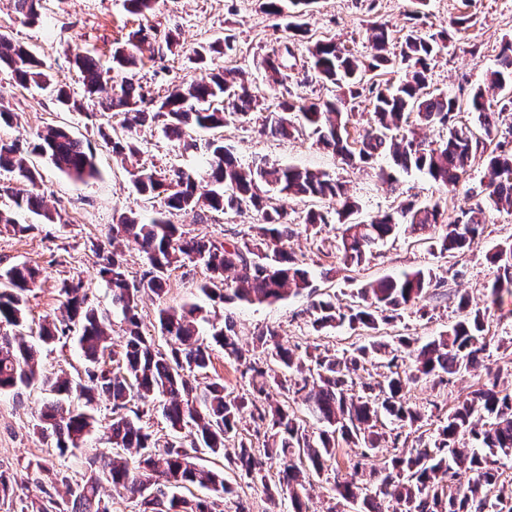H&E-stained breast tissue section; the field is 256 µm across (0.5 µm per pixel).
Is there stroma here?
I'll list each match as a JSON object with an SVG mask.
<instances>
[{
  "instance_id": "stroma-1",
  "label": "stroma",
  "mask_w": 512,
  "mask_h": 512,
  "mask_svg": "<svg viewBox=\"0 0 512 512\" xmlns=\"http://www.w3.org/2000/svg\"><path fill=\"white\" fill-rule=\"evenodd\" d=\"M461 16L467 19L466 28L454 34L432 61L429 88L463 99L482 85L483 74L493 66L502 43L512 39V0H376L372 5L367 0H316L302 19L307 35L297 42L295 58L306 61L310 47L331 40L366 59L371 52L368 34L373 24H387L398 38L411 27L422 35L436 32ZM142 23L161 31L177 32L179 47L162 55L143 51L137 68L126 73L114 70L113 49ZM284 24V18L262 9L261 0H157L153 11L144 18L126 11L123 0H49L42 22L31 26L15 14L11 0H0V32L30 48L52 82L65 83L78 103L74 109L61 108L51 90L21 87L8 70H0V102L9 104L14 114L12 125L0 126V138L16 143L19 156L38 170V191L46 208L55 215L49 221L20 210L15 218L23 224V231L0 225V271L23 262L42 271L41 281L28 294L30 319L59 317V288L62 282L72 279L83 281L93 306L111 310V292L98 274L93 244L114 242L129 277L139 278L143 271L140 253L125 238L111 240V227L120 214L133 211L145 215L164 207L162 199L146 200L137 195L129 173L113 155L111 143L97 135V127L119 126L121 118L102 114L98 97L85 94L73 65L74 53L91 52L107 70L109 84L116 85L130 77L153 95L163 96L177 84L205 77L208 68L192 62L193 49L230 34L235 40V52L228 57L213 55L209 68L242 70L261 100L271 104L281 89L265 73L261 61L270 42L283 36ZM263 119V112L256 110L209 132L192 131L191 137L199 143L212 137L222 139L245 167L262 160L274 165L306 167L340 178L358 203V217L362 220L392 211L403 203L421 206L436 200L449 218L467 206V190L479 189L484 180L485 160L480 156L472 158L463 183L447 188L419 172L395 169L387 157L350 168L331 151L318 146L309 133L287 139L260 134ZM48 125L66 127L89 143L96 155L98 177L73 181L33 152L35 131ZM138 140L142 162L157 170L173 166L197 171L202 168L199 151L168 139L160 128L142 129ZM386 172L393 174V182L383 180ZM171 220L189 237L207 234L220 238L235 232L248 240L254 236L262 217L252 209L240 213L212 212L204 220L196 213L178 211ZM338 234L337 225L322 224L315 232H300L287 242L289 251L310 271L319 292L329 294L337 305H349L353 292L367 282L410 269H433L444 282V298L426 300L424 312L411 309L400 320L380 325L374 333L379 341L393 346L398 337L410 336L426 343L448 331L460 318L458 298L466 294L473 305L487 312L486 334L493 343V366L512 367V296L492 304L490 286L497 268L486 259L488 250L494 246L512 243V209L487 210L483 236L470 250L456 257H441L431 241L418 240L402 229L395 238L379 244L364 265L347 267L321 250L322 243L336 241ZM203 276L202 267L186 264L172 271L164 296H146L141 300L138 314L142 328L153 336L158 347L166 345L157 325L158 309L178 308L187 303L198 304L207 313V322L199 326L204 338L209 337L213 327L223 326L225 314H232L246 349L252 346L253 332L266 325L276 327L284 342L300 356L314 349L340 354L368 343L372 334L346 328L315 331L309 312L311 300L304 295L272 305L213 302L197 290ZM480 378V373L463 372L442 386L423 380L410 385L406 398L423 413V428L432 434L458 397L475 389ZM42 403L43 396L36 389L18 395L0 394V468L17 472L21 482L15 495L27 501L42 498L50 487L45 476L26 470L28 462L46 458L51 444L37 427ZM358 454V448L341 445L336 470L314 478L308 490L309 512H326L333 505L334 475L350 472Z\"/></svg>"
}]
</instances>
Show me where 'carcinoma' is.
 Wrapping results in <instances>:
<instances>
[{"mask_svg": "<svg viewBox=\"0 0 512 512\" xmlns=\"http://www.w3.org/2000/svg\"><path fill=\"white\" fill-rule=\"evenodd\" d=\"M42 2L13 0V5L26 22L36 23L42 17ZM290 3L295 11L287 14L288 35L264 59L273 81L284 88L291 79L288 70L293 68L288 63L294 56L290 37L303 31L298 18L313 0ZM450 37L446 28L427 37L410 30L396 51L386 25L375 24L367 63L345 53L333 41L315 43L304 80L328 82L339 94L318 101L283 96L266 108L268 116L261 132L288 138L307 129L318 145L331 150L347 166L368 164L384 155L402 170L417 171L440 185L459 184L471 158L479 154L486 161L483 197L460 209L452 220L443 221L440 206L434 203L410 204L352 223L348 217L357 205L342 181L295 166L260 163L245 169L221 140L212 139L204 169L212 188L203 195L196 193L197 173L193 171L172 167L161 173L132 166L136 192L148 198L164 196L167 208L149 219L134 212L122 214L112 225L113 234L131 238L142 253L145 269L138 279H129L117 250L100 244L94 249L99 275L112 292V310L122 315L120 350L111 344L109 316L89 304L82 281L62 283L60 320L35 325L29 321L26 302L40 270L23 263L0 272V393L18 395L36 386L54 396L43 403L38 428L53 438L48 454L63 461L94 438L99 426L95 405L97 398L104 396L110 403L107 429L115 448L109 455L84 456L78 477L67 468H50L39 459L29 462L27 468L45 474L53 486L62 485L64 493L47 491L37 501L21 499L18 512H112V502L100 494L105 484L137 502L138 512H216L218 502L234 492L233 482L224 472L198 464L193 452L202 447L225 457V442L236 436L237 448L229 458L232 472L240 479L260 482L272 503L288 496L293 512H307L301 499L305 482L321 476L336 461L342 441L361 448L360 460L353 473L334 485V492L342 501L360 506L359 512H382L386 500L395 504L394 512H512V487L505 486L494 468L496 458L512 457V391L501 386L498 372L487 374L476 389L448 410L433 439L416 437L409 450L392 454L382 468L374 470L376 488H368L358 477L377 457L382 444L388 442L393 449L406 446L401 441L403 430L416 429L422 422L421 412L404 398L410 384L430 379L446 385L451 376L471 372L490 357L486 312L470 307L469 298L460 297L461 318L438 338L421 346L414 339H401L402 349L387 362L384 381L376 384L357 383L358 371L370 354L386 349L384 344L363 345L340 356L324 351L301 358L280 340L275 327L254 332L253 350L271 357L286 372L302 374L299 381L285 375L275 385L285 397L290 393L300 397L310 414L324 424L316 434L289 412L288 405L271 401L266 371L239 348L231 315L224 316V326L214 329L211 341L206 342L199 336V322L205 320L201 307L185 304L178 310L159 309V330L169 339L168 350L163 352L144 334L137 313L139 297L145 293L162 296L171 271L187 261L209 273L198 289L212 301L253 305L277 303L291 295L311 297V325L316 331L337 326L376 330L418 306L430 289L441 284L431 269L419 268L363 286L344 308L318 297L309 271L286 248L295 227L267 192L340 202L336 209L309 210L304 224L342 225L335 251L346 266H361L374 247L391 238L403 224L433 237L441 256L454 257L468 249L483 232L486 210L512 208V149L499 140V120L512 112V41H504L495 65L486 72L487 84L499 91V98L485 101L479 87L467 103V110L477 116L471 126L457 121L462 111L457 98L427 90L430 62ZM145 45L159 53L171 52L179 40L170 31L161 33L141 25L115 49L113 63L123 69L135 67ZM233 48V36L227 35L195 50L194 63H204L209 53H228ZM74 64L85 91L98 93L105 72L96 58L81 51L75 54ZM0 67L8 69L21 85L50 82L34 52L2 33ZM387 67L403 72L398 85L383 87L367 77ZM362 96L371 106L374 124L353 137L350 115L354 101ZM259 103L242 74L226 68L211 73L207 80L183 83L162 98L150 96L142 85L125 79L100 105L104 112L123 115L122 135L112 141V153L125 162L139 155L136 136L146 125L160 122L167 137L182 140L192 126L220 128L247 116ZM413 114L421 122L447 127L446 140L434 146L420 139L408 128ZM33 151L74 180L85 182L98 175L95 156L64 127L48 126L37 132ZM0 170L15 174L24 185L22 189L1 187V197L9 198L18 209L52 220L36 192V169L17 157L14 144L2 139ZM245 207L262 215L258 240L252 244L206 235L186 238L168 217L174 211L225 213L241 212ZM489 260L498 269L490 295L499 302L503 295H512V245L496 247ZM73 334L85 361L83 375L69 376L39 366L38 350L30 338L35 336L50 346ZM215 345L243 367L241 376L249 378L247 393L230 397L224 394L223 382L210 379L208 368ZM154 409L161 411L172 432L162 444L143 422ZM246 415L256 427H264L272 440L261 454L240 436L239 423ZM386 426L390 427L387 434L382 432ZM121 448L136 449L138 459L129 461L119 452ZM295 455L297 464L292 461ZM267 459L283 462L279 483L274 486L262 475ZM462 470L470 475L465 485L460 481ZM16 484L17 474L0 470V499H12Z\"/></svg>", "mask_w": 512, "mask_h": 512, "instance_id": "carcinoma-1", "label": "carcinoma"}]
</instances>
